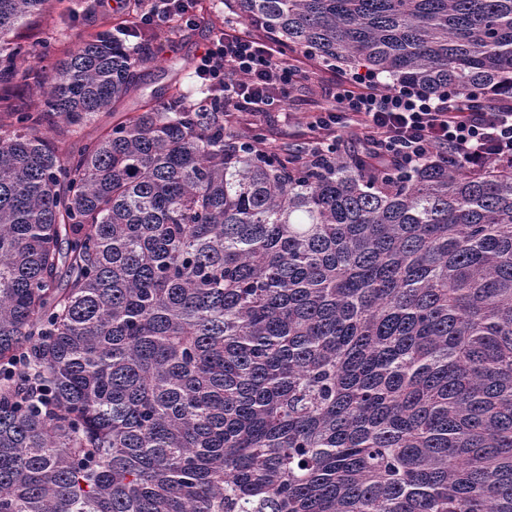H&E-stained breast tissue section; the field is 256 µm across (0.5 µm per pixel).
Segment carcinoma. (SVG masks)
Here are the masks:
<instances>
[{"label": "carcinoma", "mask_w": 512, "mask_h": 512, "mask_svg": "<svg viewBox=\"0 0 512 512\" xmlns=\"http://www.w3.org/2000/svg\"><path fill=\"white\" fill-rule=\"evenodd\" d=\"M0 0V512H512V163L372 172L120 117L137 18L53 67ZM290 54L486 110L512 0H224ZM63 123L62 138L49 136Z\"/></svg>", "instance_id": "1"}]
</instances>
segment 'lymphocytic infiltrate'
Instances as JSON below:
<instances>
[{
    "instance_id": "lymphocytic-infiltrate-1",
    "label": "lymphocytic infiltrate",
    "mask_w": 512,
    "mask_h": 512,
    "mask_svg": "<svg viewBox=\"0 0 512 512\" xmlns=\"http://www.w3.org/2000/svg\"><path fill=\"white\" fill-rule=\"evenodd\" d=\"M194 70L223 91L228 118L273 104L305 75L299 57L234 19L208 42ZM323 90L330 103L311 116L305 141L318 152L335 148L351 127L371 146L369 162L377 171H411L445 149L453 163L477 171L512 161V104L474 112L459 96L388 88L361 74L327 80Z\"/></svg>"
}]
</instances>
